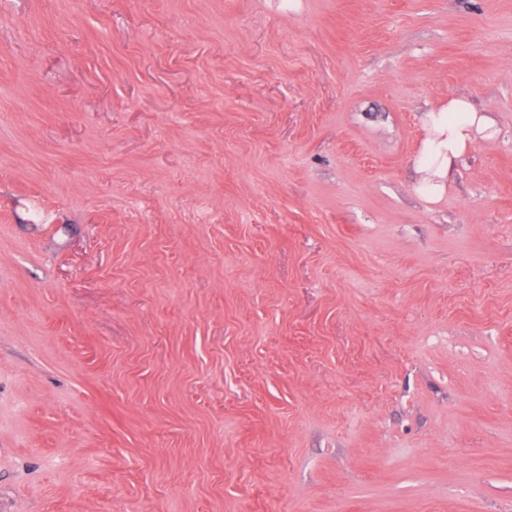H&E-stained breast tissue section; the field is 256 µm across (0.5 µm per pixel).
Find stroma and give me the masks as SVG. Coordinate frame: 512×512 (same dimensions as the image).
Returning <instances> with one entry per match:
<instances>
[{"label":"stroma","mask_w":512,"mask_h":512,"mask_svg":"<svg viewBox=\"0 0 512 512\" xmlns=\"http://www.w3.org/2000/svg\"><path fill=\"white\" fill-rule=\"evenodd\" d=\"M0 512H512V0H0ZM428 136L425 152L416 166L420 182L433 196L445 189L453 163L474 145L479 135H486L494 126L485 112L462 97H449L448 105L438 111L428 112Z\"/></svg>","instance_id":"stroma-1"}]
</instances>
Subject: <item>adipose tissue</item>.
Here are the masks:
<instances>
[{
	"mask_svg": "<svg viewBox=\"0 0 512 512\" xmlns=\"http://www.w3.org/2000/svg\"><path fill=\"white\" fill-rule=\"evenodd\" d=\"M492 126L485 112L462 97L449 98L447 106L428 114L425 151L416 171L422 174L429 194L437 196L444 191L453 163Z\"/></svg>",
	"mask_w": 512,
	"mask_h": 512,
	"instance_id": "adipose-tissue-1",
	"label": "adipose tissue"
}]
</instances>
